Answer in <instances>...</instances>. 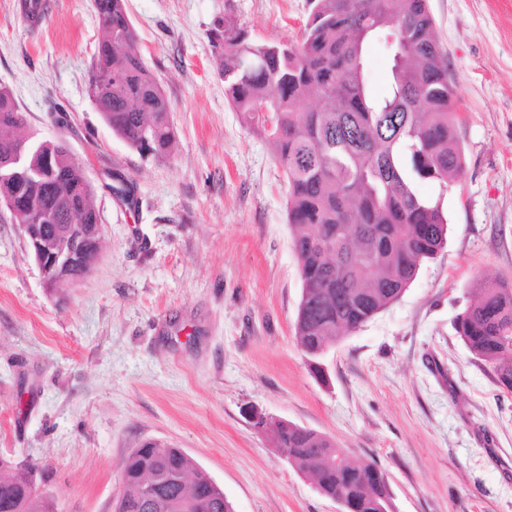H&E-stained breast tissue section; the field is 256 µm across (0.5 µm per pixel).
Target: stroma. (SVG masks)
Segmentation results:
<instances>
[{"instance_id": "1", "label": "stroma", "mask_w": 512, "mask_h": 512, "mask_svg": "<svg viewBox=\"0 0 512 512\" xmlns=\"http://www.w3.org/2000/svg\"><path fill=\"white\" fill-rule=\"evenodd\" d=\"M0 0V84L28 135L85 166L102 243L91 273L44 288L0 212V453L37 464L57 512H114L132 448L189 455L234 512H340L256 417L322 433L385 473L395 512H512V393L455 324L481 279L512 282V0H429L462 109L447 243L403 295L331 345L316 377L294 336L302 295L288 184L266 134L224 94L208 31L296 40L308 0H126L171 112L146 160L88 95L92 0Z\"/></svg>"}]
</instances>
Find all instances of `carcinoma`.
Listing matches in <instances>:
<instances>
[{
    "label": "carcinoma",
    "instance_id": "carcinoma-1",
    "mask_svg": "<svg viewBox=\"0 0 512 512\" xmlns=\"http://www.w3.org/2000/svg\"><path fill=\"white\" fill-rule=\"evenodd\" d=\"M300 40L258 43L235 16L209 30L224 92L247 120L267 129L288 182V224L303 291L295 336L314 373L341 335L363 326L398 300L425 260L444 247L448 218L441 200L417 192L420 181L440 191L463 170L458 117L435 35L429 0H308ZM103 38L88 73V92L112 132L149 160L172 155L176 136L161 88L135 50L137 35L125 0H92ZM389 51L392 80L382 93L364 78L373 41ZM25 117L0 86V194L51 215L67 199L93 194L83 167L65 147L21 136ZM25 146L32 164L2 163ZM469 351L512 392V283L483 282L475 305L457 320ZM275 447L311 476L319 492L345 512H382L388 486L375 462L338 467L328 437L278 424ZM178 448L143 444L126 457L119 512H233L224 491L201 476ZM37 466L0 455V512H56L40 490Z\"/></svg>",
    "mask_w": 512,
    "mask_h": 512
}]
</instances>
